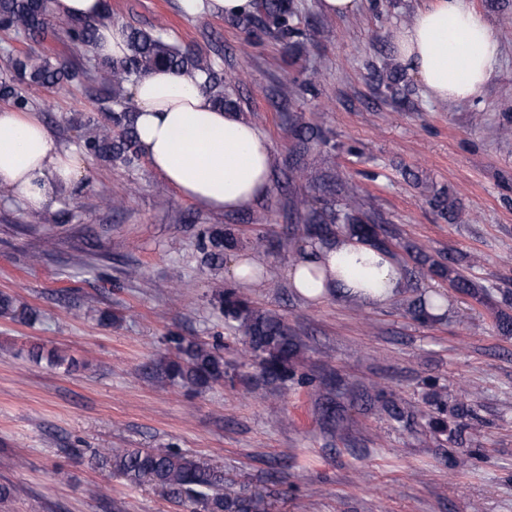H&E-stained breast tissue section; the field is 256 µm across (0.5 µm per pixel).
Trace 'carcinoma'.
I'll use <instances>...</instances> for the list:
<instances>
[{"instance_id":"carcinoma-1","label":"carcinoma","mask_w":512,"mask_h":512,"mask_svg":"<svg viewBox=\"0 0 512 512\" xmlns=\"http://www.w3.org/2000/svg\"><path fill=\"white\" fill-rule=\"evenodd\" d=\"M259 24L270 34L294 37L301 34L297 26V12L291 0H259L255 3ZM54 15L50 0H0V32L10 36H24L30 40L43 38L52 26ZM110 20V13L94 21L73 20L69 36L79 50L89 51L95 42L97 24ZM131 51L120 60L100 59L87 68L75 62L51 61L34 51L15 54L4 48L10 68L0 74V100L23 111L29 99L21 86H38L46 89L84 85L91 90L96 116L76 125L83 130L80 137L85 154L104 163L119 162L126 167L135 165L142 158L137 140L135 116L137 107L129 86L158 68L176 74H187L199 79L200 88L213 104L235 111L237 102L224 92V77L220 75L209 55L170 40L161 32L125 27ZM295 136L300 142L298 155L306 152L307 145L328 144L322 128L298 126ZM366 202L356 195L347 196L336 207L314 209L302 216L305 223L301 241L323 247L334 241L332 225L342 224L350 233L363 236L380 250H387V241L374 225L361 222L358 212ZM238 239L230 232L206 231L201 238L202 251L211 264L224 263V251L236 248ZM428 262V258H423ZM430 263V262H428ZM430 270L448 280L460 291L468 292L476 284L453 273L435 262ZM217 303L224 313V321L246 340L253 350L255 363L264 380L269 384L285 383L294 379V359L300 344L285 322L276 314L256 307L231 286L218 294ZM434 298L420 297L412 301L410 312L420 321H434ZM168 375L178 378L185 385L203 389L225 380L228 363L216 347L205 342H178L176 359L168 366ZM428 403L436 406L437 415L428 417V426L438 432L448 430L443 418L445 403L433 392ZM110 462L115 471L131 483L149 478L174 496H187L204 512H266L263 498L252 495L227 496L216 492L224 481L220 472L180 452L161 448H113Z\"/></svg>"}]
</instances>
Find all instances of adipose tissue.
<instances>
[{
	"label": "adipose tissue",
	"mask_w": 512,
	"mask_h": 512,
	"mask_svg": "<svg viewBox=\"0 0 512 512\" xmlns=\"http://www.w3.org/2000/svg\"><path fill=\"white\" fill-rule=\"evenodd\" d=\"M55 16L97 21L95 53L120 59L130 52L122 25L102 22L105 0H54ZM398 59L413 68L428 92L442 101L479 97L494 73L500 36L469 0H434L395 36ZM132 94L142 155L165 183L212 211H236L270 187L272 149L253 123L213 107L195 78L159 68L140 78ZM79 156L60 145L37 116L0 107V190L23 207L54 205L60 187L75 184ZM318 267L324 287L353 301L384 304L399 296L404 274L390 256L355 237L289 265L294 288L307 293L308 267Z\"/></svg>",
	"instance_id": "ef3b65f1"
}]
</instances>
